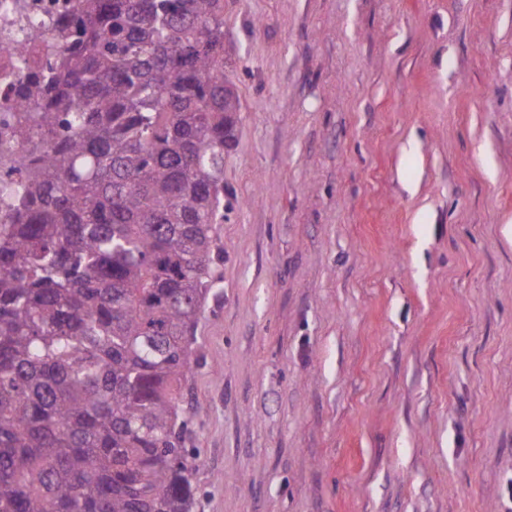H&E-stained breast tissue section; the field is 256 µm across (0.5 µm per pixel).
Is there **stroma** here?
I'll return each mask as SVG.
<instances>
[{"mask_svg": "<svg viewBox=\"0 0 512 512\" xmlns=\"http://www.w3.org/2000/svg\"><path fill=\"white\" fill-rule=\"evenodd\" d=\"M194 512L512 505V0H224Z\"/></svg>", "mask_w": 512, "mask_h": 512, "instance_id": "stroma-1", "label": "stroma"}]
</instances>
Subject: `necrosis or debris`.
Returning a JSON list of instances; mask_svg holds the SVG:
<instances>
[{"mask_svg": "<svg viewBox=\"0 0 512 512\" xmlns=\"http://www.w3.org/2000/svg\"><path fill=\"white\" fill-rule=\"evenodd\" d=\"M77 0H0V167L19 168L27 160L24 143L14 136V115L34 108L35 79L54 42L41 28L46 18L65 22Z\"/></svg>", "mask_w": 512, "mask_h": 512, "instance_id": "1", "label": "necrosis or debris"}]
</instances>
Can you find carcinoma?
<instances>
[{
    "mask_svg": "<svg viewBox=\"0 0 512 512\" xmlns=\"http://www.w3.org/2000/svg\"><path fill=\"white\" fill-rule=\"evenodd\" d=\"M0 177V512H192L224 249V0H78Z\"/></svg>",
    "mask_w": 512,
    "mask_h": 512,
    "instance_id": "carcinoma-1",
    "label": "carcinoma"
}]
</instances>
